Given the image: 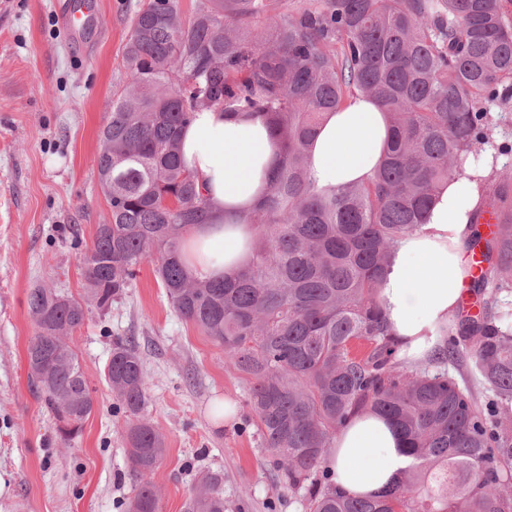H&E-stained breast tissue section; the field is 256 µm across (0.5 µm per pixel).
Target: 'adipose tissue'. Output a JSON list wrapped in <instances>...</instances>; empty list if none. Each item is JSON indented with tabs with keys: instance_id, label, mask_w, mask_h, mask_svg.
Here are the masks:
<instances>
[{
	"instance_id": "obj_1",
	"label": "adipose tissue",
	"mask_w": 512,
	"mask_h": 512,
	"mask_svg": "<svg viewBox=\"0 0 512 512\" xmlns=\"http://www.w3.org/2000/svg\"><path fill=\"white\" fill-rule=\"evenodd\" d=\"M388 117L372 98L356 97L328 113L309 144V171L318 189L336 191L380 165ZM187 169L208 192L213 221L193 227L183 246L190 274L232 276L247 262L254 236L241 223L263 196L280 148L266 123L219 111L197 113L182 134ZM489 165L466 161L461 175L436 195L421 231L401 239L378 300L398 355L423 361L437 351L436 330L457 311L468 277L465 261L471 218L483 203ZM337 486L353 496L377 497L410 463L394 426L365 411L336 436L329 458Z\"/></svg>"
}]
</instances>
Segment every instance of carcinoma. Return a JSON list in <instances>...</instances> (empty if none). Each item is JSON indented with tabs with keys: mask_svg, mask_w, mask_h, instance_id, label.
<instances>
[{
	"mask_svg": "<svg viewBox=\"0 0 512 512\" xmlns=\"http://www.w3.org/2000/svg\"><path fill=\"white\" fill-rule=\"evenodd\" d=\"M270 0H204L193 19L179 0H148L135 15L94 157L109 204L83 253L79 299L38 286L30 376L56 423L83 424L94 400L72 334L89 308L107 312L137 269L155 262L173 310L224 348L249 384L247 406L284 487L306 512H512V185L503 181L471 237L480 274L476 314L457 311L438 356L414 367L378 303L397 241L421 229L436 193L488 143V106L512 98V22L502 0H319L272 25L253 23ZM375 98L388 113L382 163L364 183L329 195L310 178L307 146L326 112ZM218 107L269 124L283 155L241 223L256 231L232 277L200 280L183 264L191 228L211 206L180 159L194 113ZM472 387L448 372L462 353ZM104 378L126 417L138 479L126 512H157L151 474L165 452L140 418L148 400L138 349L116 337ZM370 411L392 422L412 459L377 498L349 497L328 466L336 435ZM223 478L201 476L186 512H225Z\"/></svg>",
	"mask_w": 512,
	"mask_h": 512,
	"instance_id": "obj_1",
	"label": "carcinoma"
}]
</instances>
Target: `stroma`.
<instances>
[{"label": "stroma", "instance_id": "obj_1", "mask_svg": "<svg viewBox=\"0 0 512 512\" xmlns=\"http://www.w3.org/2000/svg\"><path fill=\"white\" fill-rule=\"evenodd\" d=\"M57 0H0V512H123L136 480L125 418L104 379L112 340L134 339L148 384L145 418L166 440L152 480L159 512H185L198 478L223 477L226 512H304L284 490L224 351L171 308L151 262L109 313L90 311L73 343L95 410L70 444L28 376L31 288L83 293L81 255L109 215L93 159L126 84L124 48L148 0H97L98 30L75 53ZM487 181L512 178V101L489 109ZM230 406V416L218 409Z\"/></svg>", "mask_w": 512, "mask_h": 512}]
</instances>
